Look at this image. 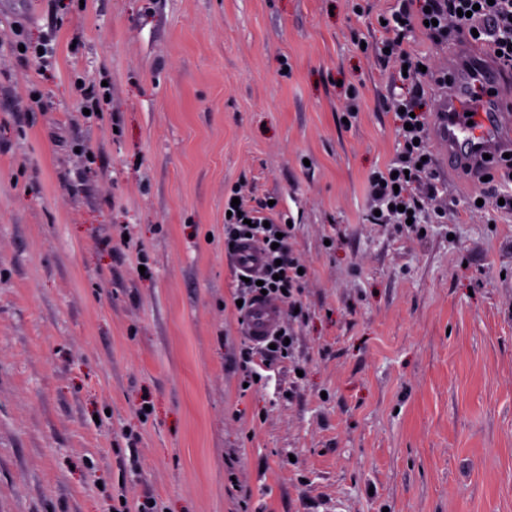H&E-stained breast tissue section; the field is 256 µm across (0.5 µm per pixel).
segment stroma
I'll list each match as a JSON object with an SVG mask.
<instances>
[{"mask_svg":"<svg viewBox=\"0 0 512 512\" xmlns=\"http://www.w3.org/2000/svg\"><path fill=\"white\" fill-rule=\"evenodd\" d=\"M421 3L0 0L53 50L0 52V512H512V213L451 179L442 218H368L393 100L437 108L380 51ZM234 185L310 269L247 390ZM80 90L82 91V112L83 109L90 110L89 115H84V118L87 120L93 119L98 116L100 112H103V105L107 104L106 95L108 88L105 86L96 85H86L85 83L79 84ZM96 110H99V113H96Z\"/></svg>","mask_w":512,"mask_h":512,"instance_id":"35a3bbf8","label":"stroma"}]
</instances>
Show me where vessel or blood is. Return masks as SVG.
<instances>
[{
	"mask_svg": "<svg viewBox=\"0 0 512 512\" xmlns=\"http://www.w3.org/2000/svg\"><path fill=\"white\" fill-rule=\"evenodd\" d=\"M443 68L448 83L439 89L430 136L449 173L475 184L492 164L512 154V123L504 119L512 103V74L471 47L450 52ZM282 319L279 303L256 302L246 319L247 333L260 340Z\"/></svg>",
	"mask_w": 512,
	"mask_h": 512,
	"instance_id": "vessel-or-blood-1",
	"label": "vessel or blood"
}]
</instances>
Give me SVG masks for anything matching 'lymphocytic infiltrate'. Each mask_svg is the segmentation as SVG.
<instances>
[{"mask_svg": "<svg viewBox=\"0 0 512 512\" xmlns=\"http://www.w3.org/2000/svg\"><path fill=\"white\" fill-rule=\"evenodd\" d=\"M426 10L413 14L405 9L392 11L386 16V27L392 33L386 46L398 64L407 68L411 79L434 80L433 71H420V60L403 43L407 33L423 29L425 34L436 40L448 37V19L458 16L461 26L477 30V44L485 46L495 54L497 63L512 70V0H424ZM393 110L403 123L401 132L402 149L390 169L375 171L369 176V195L381 216L391 214L392 206H399V222L420 221L424 207L412 193L415 183L427 182L430 191H437L438 177L430 151L423 141L424 119L413 115V107L407 101L394 100ZM229 197L239 198L237 212L224 221L225 244H239L251 238L257 240L263 250L262 268L257 281H238V297L243 309H250L261 296L277 299L283 304L287 318L283 320L278 334L266 337L259 353L264 360L272 362L292 352L290 343L294 338V325L305 319L307 312L302 301L301 288L306 281L300 268L301 261L293 255L286 239L290 228L283 215L269 206L267 199L250 201L242 198L238 188H231Z\"/></svg>", "mask_w": 512, "mask_h": 512, "instance_id": "1", "label": "lymphocytic infiltrate"}]
</instances>
